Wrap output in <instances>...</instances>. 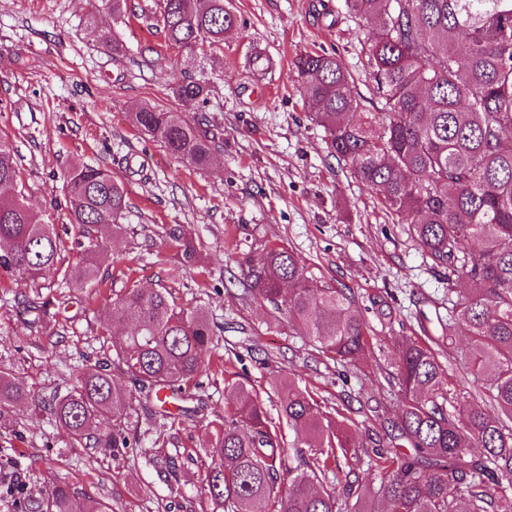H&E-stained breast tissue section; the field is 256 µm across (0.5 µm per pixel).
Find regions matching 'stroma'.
I'll return each mask as SVG.
<instances>
[{
  "label": "stroma",
  "mask_w": 512,
  "mask_h": 512,
  "mask_svg": "<svg viewBox=\"0 0 512 512\" xmlns=\"http://www.w3.org/2000/svg\"><path fill=\"white\" fill-rule=\"evenodd\" d=\"M130 4L143 15H113L104 0H0V133L13 144L31 203L59 234L70 231L60 173L76 161L110 169L128 201L123 232L96 254L99 287L74 293L58 271L34 283L0 274V367L32 395L65 390L85 367L111 359L122 337L101 336L98 327L125 288L164 289L185 311L208 309L219 325L205 390L170 427L156 419L153 398L122 379L139 441L117 454L70 447L49 411L20 406L15 430L0 429V512H15L10 482L33 497L64 482L112 512H213L200 487L232 384L253 387L278 420L287 381L308 388L322 411L344 414L360 448L327 480L371 494L373 512H382L373 495L380 474L365 449L383 438L397 409L387 382L396 347L409 336L440 335L448 282L351 164L328 155L292 66L306 51L336 54L354 94L371 105V27L345 0H224L238 23L210 56L167 46L155 0ZM105 32L122 54L103 46ZM257 55L263 66H253ZM186 77L207 87L190 117L223 137L203 169L130 121L147 104L178 110L171 89ZM164 227L199 245L198 267L186 266ZM272 247L293 251L318 287L348 290L374 334L357 364H337L285 314L244 294L247 260ZM375 298L391 315L377 312ZM33 302L42 306L36 323Z\"/></svg>",
  "instance_id": "35a3bbf8"
}]
</instances>
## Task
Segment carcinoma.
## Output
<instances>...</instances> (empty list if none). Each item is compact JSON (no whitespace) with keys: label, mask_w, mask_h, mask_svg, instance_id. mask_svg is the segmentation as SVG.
<instances>
[{"label":"carcinoma","mask_w":512,"mask_h":512,"mask_svg":"<svg viewBox=\"0 0 512 512\" xmlns=\"http://www.w3.org/2000/svg\"><path fill=\"white\" fill-rule=\"evenodd\" d=\"M357 18L378 21L369 65L380 107L367 112L334 53H305L294 61L313 119L323 127L330 156L348 161L356 177L409 225L413 240L448 277V332L469 336L463 368L473 380H449L425 341L398 344L392 378L403 396L387 421L394 448L376 452L385 475L377 491L386 512H503V485L512 486V0H345ZM156 14L172 48L214 51L236 26L224 0H157ZM188 109L206 99L191 77L173 87ZM134 126L176 158L207 166L219 137L183 112L145 106ZM74 243L88 255L101 234H118L127 209L123 183L101 166L75 163L63 173ZM0 269L36 282L58 269L63 241L24 192L10 141L0 135ZM470 243L469 251L462 249ZM69 288L99 285L97 266L62 272ZM249 291L284 309L288 320L340 364L354 363L370 344L364 319L342 288L310 282L295 255L274 247L248 262ZM468 283L463 294L456 284ZM136 319L112 360L49 398L34 397L67 433L72 448L129 447L132 403L118 387L127 376L154 394L203 386L204 353L214 345L207 312L188 313L166 291L135 286L112 304L102 334ZM281 416L308 448L301 471L281 481L278 426L256 394L239 383L224 422L215 429L212 461L201 493L222 512H351L352 490L323 482L339 455L356 447L308 389L282 386ZM29 393L0 368V427L15 423ZM458 405L455 412L447 406ZM480 449L472 458L473 449ZM17 512H112L81 502L66 484L16 501Z\"/></svg>","instance_id":"1"}]
</instances>
